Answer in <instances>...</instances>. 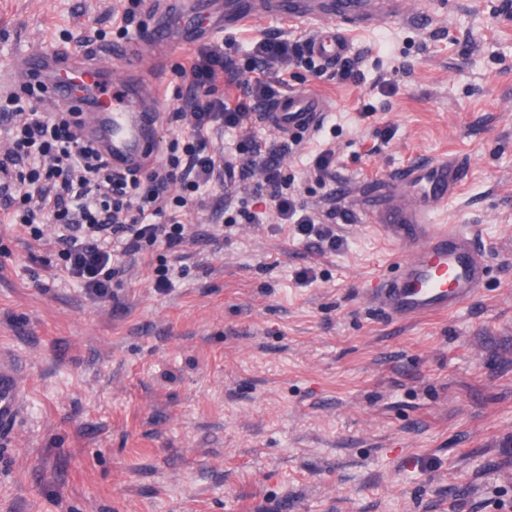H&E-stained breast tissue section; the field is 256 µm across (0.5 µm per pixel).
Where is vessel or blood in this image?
Listing matches in <instances>:
<instances>
[{
	"instance_id": "obj_1",
	"label": "vessel or blood",
	"mask_w": 512,
	"mask_h": 512,
	"mask_svg": "<svg viewBox=\"0 0 512 512\" xmlns=\"http://www.w3.org/2000/svg\"><path fill=\"white\" fill-rule=\"evenodd\" d=\"M405 0H224V14L210 17V0H168L164 16L154 19L133 44L114 45L110 55L139 65L143 46L167 39L180 27L182 41L193 44L215 34L236 30L266 17L309 20L318 31L311 49L332 64L349 51L352 36L377 22L406 17ZM342 19L345 30L333 28ZM26 79L41 84L51 100L68 102L79 111L93 109L97 118L92 136L117 168L147 166L156 159L155 144L160 101L156 91L136 88L125 78L119 94L105 97L101 85L106 61L76 63L70 54L51 47L28 56ZM324 100L316 94L291 91L275 99L262 123L280 138L314 133L324 119ZM465 166L444 158L404 170L399 185L376 186L358 195L355 206L402 256L397 276L378 277L369 291L371 301L390 317L412 321L447 315L468 302L482 288L487 264L473 236L435 217L463 184ZM23 399L13 364L0 360V426L10 424Z\"/></svg>"
}]
</instances>
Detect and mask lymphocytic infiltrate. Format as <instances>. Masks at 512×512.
<instances>
[{"mask_svg": "<svg viewBox=\"0 0 512 512\" xmlns=\"http://www.w3.org/2000/svg\"><path fill=\"white\" fill-rule=\"evenodd\" d=\"M314 64L308 42L282 37L257 41L243 68L225 56L222 45L201 46L179 65L190 92L169 115L170 123L186 124L187 132L170 143L165 161L144 171L113 169L84 137L74 109L62 106L49 115L41 112L40 97L8 96L0 104V121L11 134L9 148L0 152V207L31 229L45 215L62 226L64 258L97 288L123 273L125 258L158 246L180 247L185 209L202 205L215 182L239 193L256 170L262 175L259 190L281 222L311 235L316 219L282 174L281 161L292 144L280 140L262 148L248 137L228 154L214 138L252 126L289 68ZM174 185L181 193L173 197Z\"/></svg>", "mask_w": 512, "mask_h": 512, "instance_id": "lymphocytic-infiltrate-1", "label": "lymphocytic infiltrate"}]
</instances>
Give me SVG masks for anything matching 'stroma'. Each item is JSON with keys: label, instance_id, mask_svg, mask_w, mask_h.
I'll return each mask as SVG.
<instances>
[{"label": "stroma", "instance_id": "stroma-1", "mask_svg": "<svg viewBox=\"0 0 512 512\" xmlns=\"http://www.w3.org/2000/svg\"><path fill=\"white\" fill-rule=\"evenodd\" d=\"M130 7L0 0V70L47 45L97 59ZM407 9L354 39L357 81L288 70L327 110L282 172L335 246L216 185L178 252L128 258L99 298L55 225L37 239L0 212V356L26 390L0 434V512H512V0ZM312 32L264 19L224 33V53ZM188 51L143 58L162 112L180 105ZM325 149L336 178L321 182L309 166ZM446 155L466 178L439 221L468 227L490 274L455 313L399 322L366 288L400 256L340 195ZM244 207L265 223H230Z\"/></svg>", "mask_w": 512, "mask_h": 512}]
</instances>
